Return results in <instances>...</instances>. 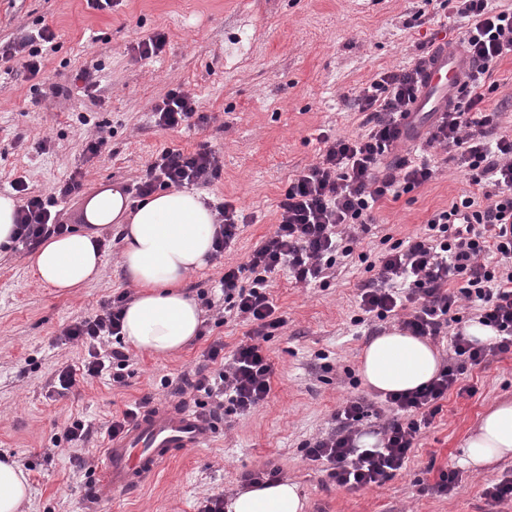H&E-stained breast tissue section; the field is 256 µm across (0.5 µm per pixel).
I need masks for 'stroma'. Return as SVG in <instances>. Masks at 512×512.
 I'll return each mask as SVG.
<instances>
[{
	"label": "stroma",
	"mask_w": 512,
	"mask_h": 512,
	"mask_svg": "<svg viewBox=\"0 0 512 512\" xmlns=\"http://www.w3.org/2000/svg\"><path fill=\"white\" fill-rule=\"evenodd\" d=\"M463 24L436 0H118L104 11L87 0H0L1 45L44 26L55 34L39 74H29L24 52L0 62V193L25 178L35 194L54 201L60 222L79 230L93 193L130 189L163 149L205 147L217 154L221 174L199 187L202 199L233 202L253 218L222 257L183 285L202 311L199 336L170 357L130 351L123 384L105 374L63 392L59 372L87 356L64 329L121 293H138L119 267V231L102 230L101 274L74 291L41 283L25 247L0 249V456L29 475L25 512H198L207 497L233 496L245 473L273 467L298 484L305 512H512V503L483 495L512 477L511 458L481 468L460 464L481 417L512 401L510 355L469 372L473 394L449 392L406 469L382 484L336 486L323 464L306 457L309 443L337 430L335 414L346 399L379 400L362 383L359 358L398 319L352 324L359 288L370 278L358 255L384 250L385 237L421 234L435 211L468 193L459 154L440 148L431 152L435 179L384 201L326 286L295 283L284 270L273 275L270 293L285 325L266 343L273 365L266 403L246 415L226 410L206 446L185 450L135 492L113 497L97 476L109 422L135 401L149 395L158 406L210 408L205 392L178 395L172 384L203 363L213 342H223L229 355L247 337L249 324L220 314L216 283L225 266L245 263L273 234L288 179L316 162L320 136L364 133L355 91L382 70L412 67ZM158 32L167 37L163 51L137 59V43ZM84 70L97 83L90 96L77 78ZM492 78L499 87L486 102L496 114L491 134L512 135V56L495 65ZM172 90L195 97L203 124L155 125L152 109ZM100 136L101 152H86L87 141ZM73 176L81 192L59 197ZM75 419L94 427L90 440L66 439ZM451 469L460 471V486L438 492L440 473Z\"/></svg>",
	"instance_id": "stroma-1"
}]
</instances>
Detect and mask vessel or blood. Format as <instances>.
<instances>
[{"label":"vessel or blood","instance_id":"vessel-or-blood-1","mask_svg":"<svg viewBox=\"0 0 512 512\" xmlns=\"http://www.w3.org/2000/svg\"><path fill=\"white\" fill-rule=\"evenodd\" d=\"M466 68L465 60L447 47L435 49L416 112L445 111ZM212 434L204 415L182 405L157 406L140 414L123 433L107 437L99 466L112 493L122 495L140 487L183 450L207 444Z\"/></svg>","mask_w":512,"mask_h":512}]
</instances>
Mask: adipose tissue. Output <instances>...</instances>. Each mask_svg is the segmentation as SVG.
Masks as SVG:
<instances>
[{"label": "adipose tissue", "instance_id": "obj_1", "mask_svg": "<svg viewBox=\"0 0 512 512\" xmlns=\"http://www.w3.org/2000/svg\"><path fill=\"white\" fill-rule=\"evenodd\" d=\"M86 230L49 238L30 256L40 280L54 288H80L99 273L104 256L101 229L118 226L123 249L120 266L139 287L125 308L122 336L137 350L156 356L180 351L199 334L201 311L181 289L213 253L214 214L199 194L158 192L131 205L119 189H104L84 207ZM440 359L426 340L397 331L375 337L360 363L364 385L385 394L408 391L436 376ZM464 462L478 467L512 456V403L502 402L482 416L466 440ZM29 485L16 461L0 460V512H22ZM296 484L269 481L241 490L227 512H304Z\"/></svg>", "mask_w": 512, "mask_h": 512}]
</instances>
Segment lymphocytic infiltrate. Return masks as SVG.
<instances>
[{
	"instance_id": "f902f5d3",
	"label": "lymphocytic infiltrate",
	"mask_w": 512,
	"mask_h": 512,
	"mask_svg": "<svg viewBox=\"0 0 512 512\" xmlns=\"http://www.w3.org/2000/svg\"><path fill=\"white\" fill-rule=\"evenodd\" d=\"M453 2L457 15L468 21L458 47L469 71L446 111L433 115L426 142L460 151L472 190L434 212L424 235L395 242L373 259L361 254L372 276L360 288L359 307L380 320L399 315L400 331L434 339L461 323L460 312L470 303L478 322L497 335L481 343L455 332L452 355L435 378L421 388L387 394L384 404L392 417L376 448L363 450L355 444L354 426L367 417V402L361 397L344 402L336 412L339 431L306 450L310 461L329 463L328 476L341 487L368 488L394 476L406 466L422 430L432 424L441 400L467 369L512 355V137L502 136L492 146L485 141L487 94L497 89L490 81L492 67L512 56V11L494 10L489 0ZM424 67L420 61L408 69L379 72L359 90L356 102L367 114L368 130L334 139L322 136L316 163L289 179L277 205L273 234L256 245L246 263L225 268L219 280L224 314L249 323L251 329L222 369L195 372L194 389L216 399L212 418L223 416L228 404L239 413H250L271 391L273 369L264 344L285 324L268 294L271 274L285 269L296 282L326 284L338 260L352 253L347 241L355 225L373 223L385 199H399L435 177L436 169L427 159L397 152L418 129L413 107L422 90ZM153 116L164 130L190 128L205 120L195 99L176 90L155 105ZM220 172V161L211 150L167 148L149 164L135 190L144 197L160 188L197 187ZM13 189L21 199L16 214L19 244L31 247L66 232L49 202L29 194L25 180H17ZM127 299L120 294L104 313L65 329L68 340L87 346L88 357L59 373L62 389L74 386L77 378L101 375L110 359L118 367L113 382H122L129 356L118 350L102 355L97 343L105 336H120Z\"/></svg>"
}]
</instances>
